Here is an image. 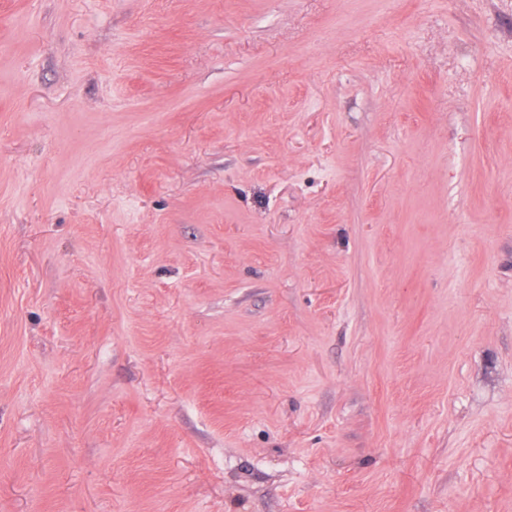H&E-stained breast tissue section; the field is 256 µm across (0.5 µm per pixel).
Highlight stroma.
<instances>
[{
  "label": "stroma",
  "instance_id": "stroma-1",
  "mask_svg": "<svg viewBox=\"0 0 512 512\" xmlns=\"http://www.w3.org/2000/svg\"><path fill=\"white\" fill-rule=\"evenodd\" d=\"M0 512H512V0H0Z\"/></svg>",
  "mask_w": 512,
  "mask_h": 512
}]
</instances>
